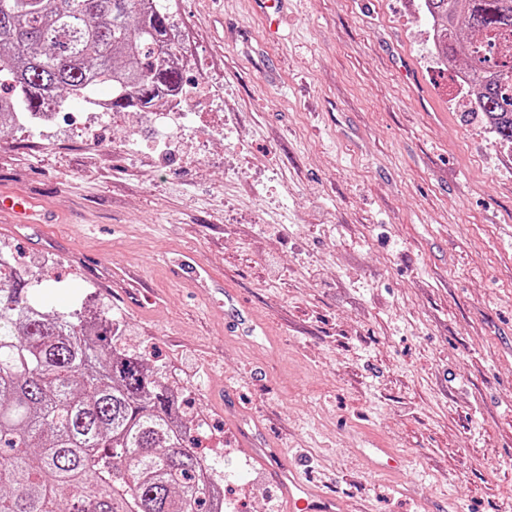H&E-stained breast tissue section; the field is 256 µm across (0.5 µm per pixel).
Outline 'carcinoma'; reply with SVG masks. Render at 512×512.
I'll use <instances>...</instances> for the list:
<instances>
[{"label": "carcinoma", "mask_w": 512, "mask_h": 512, "mask_svg": "<svg viewBox=\"0 0 512 512\" xmlns=\"http://www.w3.org/2000/svg\"><path fill=\"white\" fill-rule=\"evenodd\" d=\"M446 67L465 62L486 127L512 144V0H423ZM180 38L152 0H0V117L112 88V111L179 87ZM0 274V512H224L181 400L83 307L48 312Z\"/></svg>", "instance_id": "obj_1"}]
</instances>
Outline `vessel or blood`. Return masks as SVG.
I'll return each instance as SVG.
<instances>
[{
  "instance_id": "b4317fda",
  "label": "vessel or blood",
  "mask_w": 512,
  "mask_h": 512,
  "mask_svg": "<svg viewBox=\"0 0 512 512\" xmlns=\"http://www.w3.org/2000/svg\"><path fill=\"white\" fill-rule=\"evenodd\" d=\"M13 213L19 223H36V214L30 202L17 195H0V212ZM170 265L186 268L193 287L207 288L216 281L213 273L205 267L189 263L188 254L182 253L170 258ZM224 319L232 323L240 335H255L258 322L252 311L239 308L238 297L231 290H224ZM270 476L280 491L282 512H345L341 499L328 493L311 481L296 467L284 465L272 469Z\"/></svg>"
}]
</instances>
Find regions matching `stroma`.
Instances as JSON below:
<instances>
[{
	"instance_id": "35a3bbf8",
	"label": "stroma",
	"mask_w": 512,
	"mask_h": 512,
	"mask_svg": "<svg viewBox=\"0 0 512 512\" xmlns=\"http://www.w3.org/2000/svg\"><path fill=\"white\" fill-rule=\"evenodd\" d=\"M211 92L174 156L130 110L75 137L0 129V250L38 270L47 310L94 296L117 345L184 399L225 512H275L241 433L349 512H512V144L439 69L422 0H171ZM137 150L126 151L128 139ZM189 251L263 331L171 275ZM410 461L398 480L375 446ZM12 212L18 218V224H43L36 218L30 202L17 195H0V212ZM223 291L224 301L220 303L224 307V320L232 323L241 336H254L258 322L252 311L249 309H240L237 295L230 289L218 288Z\"/></svg>"
}]
</instances>
